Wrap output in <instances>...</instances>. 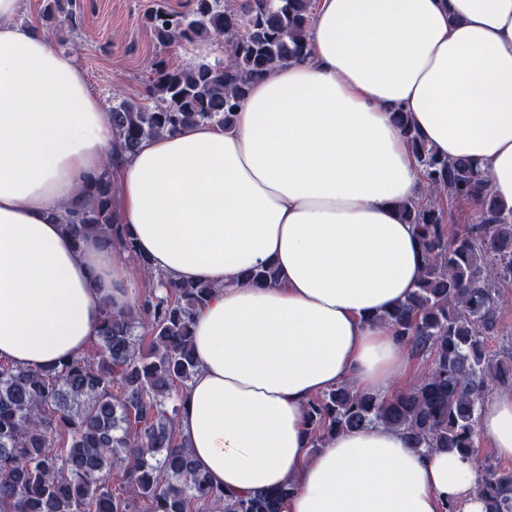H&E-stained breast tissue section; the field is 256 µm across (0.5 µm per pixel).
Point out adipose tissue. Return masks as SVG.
<instances>
[{
    "instance_id": "obj_1",
    "label": "adipose tissue",
    "mask_w": 512,
    "mask_h": 512,
    "mask_svg": "<svg viewBox=\"0 0 512 512\" xmlns=\"http://www.w3.org/2000/svg\"><path fill=\"white\" fill-rule=\"evenodd\" d=\"M0 0V358L47 368L135 302L125 266L62 224L84 175L111 168L114 206L154 272L214 288L193 317L198 372L177 419L196 468L241 496L294 484L283 512H488L475 460L409 447L383 425L309 454V399L385 395L407 349L380 315L424 264L399 204L421 167L394 111L465 159L512 208V0H320L311 61L253 83L231 128L161 134L121 156L76 57ZM274 264L276 286L248 271ZM479 428L512 457V389Z\"/></svg>"
}]
</instances>
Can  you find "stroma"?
I'll list each match as a JSON object with an SVG mask.
<instances>
[{
    "label": "stroma",
    "mask_w": 512,
    "mask_h": 512,
    "mask_svg": "<svg viewBox=\"0 0 512 512\" xmlns=\"http://www.w3.org/2000/svg\"><path fill=\"white\" fill-rule=\"evenodd\" d=\"M151 0H81L75 26L63 29L62 51H76L91 90L101 103L113 95L138 99L147 65L165 53L170 65L184 67L201 57H215L213 44L176 45L160 50L143 20Z\"/></svg>",
    "instance_id": "obj_1"
}]
</instances>
